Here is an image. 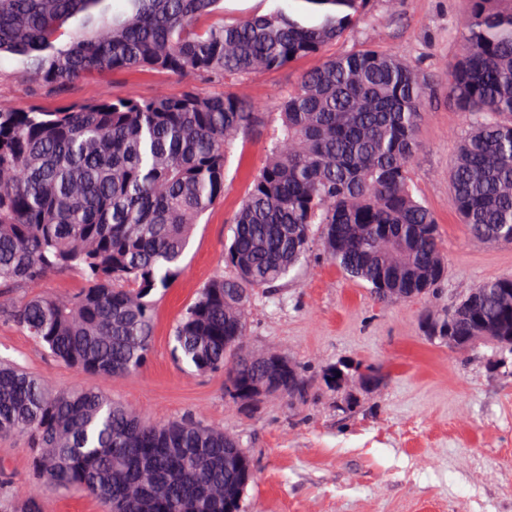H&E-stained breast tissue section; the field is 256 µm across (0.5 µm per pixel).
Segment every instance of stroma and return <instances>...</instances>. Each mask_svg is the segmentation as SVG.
I'll use <instances>...</instances> for the list:
<instances>
[{
  "label": "stroma",
  "mask_w": 512,
  "mask_h": 512,
  "mask_svg": "<svg viewBox=\"0 0 512 512\" xmlns=\"http://www.w3.org/2000/svg\"><path fill=\"white\" fill-rule=\"evenodd\" d=\"M467 0H371L370 19L327 47L343 55L366 45L417 64L431 93L418 132L415 194L440 225L448 276L433 297L378 301L314 247L295 276L253 297L248 352L275 351L304 374L301 400L270 396L238 407L220 373L196 375L172 356V331L198 289L225 270L229 220L265 159L280 121L274 104L288 85L314 67L312 57L270 71L240 91L265 115L261 131L237 140L224 196L197 225L185 268L158 298L150 359L137 375L108 391L156 420L192 414L238 437L255 477L243 512H512V356L486 346L458 351L424 337L420 318L463 297L485 280L512 275V246L470 237L448 190V168L469 118L448 99V68L459 51L457 22ZM187 81L150 70L92 76L65 94L36 91L20 78L17 58L0 59V105L45 111L108 94H182ZM0 356L25 365L60 388L95 385L37 349L15 326L0 323ZM339 363L380 368L371 390L357 382L333 392L322 372ZM24 438L0 439V468L16 490L32 475Z\"/></svg>",
  "instance_id": "stroma-1"
}]
</instances>
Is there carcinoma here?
Segmentation results:
<instances>
[{
	"mask_svg": "<svg viewBox=\"0 0 512 512\" xmlns=\"http://www.w3.org/2000/svg\"><path fill=\"white\" fill-rule=\"evenodd\" d=\"M0 0V56L35 90L61 93L88 75L132 69L221 83L178 97H105L47 112L0 106V322L57 361L110 382L139 373L152 347L154 294L183 270L196 224L224 197L235 141L263 113L229 90L317 64L280 94V134L231 220L226 258L177 321V361L224 373L232 398H298L301 370L243 352L253 296L323 252L382 302L434 294L446 257L439 225L411 178L429 88L410 61L373 47L325 49L365 19L370 0H304V22L276 8L232 23L222 0ZM448 70V100L474 122L448 174L468 233L512 245V0H468ZM77 272L72 294L30 293ZM427 337L459 350L512 353V276L488 280L426 315ZM21 436L40 485L87 492L109 512H242L253 480L239 441L192 416L158 421L97 388L60 389L0 360V437ZM0 512H44L0 479Z\"/></svg>",
	"mask_w": 512,
	"mask_h": 512,
	"instance_id": "obj_1",
	"label": "carcinoma"
}]
</instances>
